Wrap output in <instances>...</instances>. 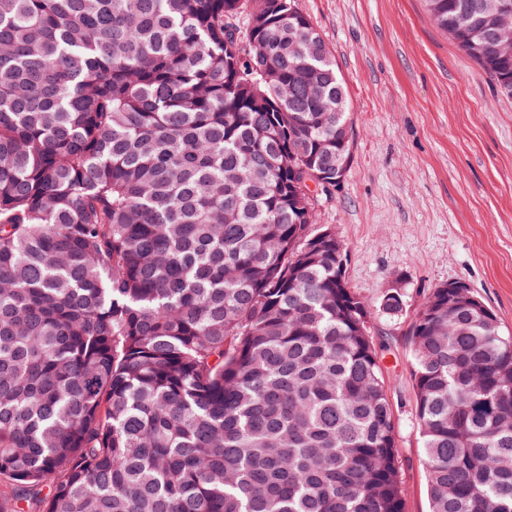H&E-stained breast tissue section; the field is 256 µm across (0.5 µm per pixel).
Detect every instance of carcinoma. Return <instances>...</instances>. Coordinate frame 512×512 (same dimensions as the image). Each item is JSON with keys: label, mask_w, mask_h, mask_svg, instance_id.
Returning a JSON list of instances; mask_svg holds the SVG:
<instances>
[{"label": "carcinoma", "mask_w": 512, "mask_h": 512, "mask_svg": "<svg viewBox=\"0 0 512 512\" xmlns=\"http://www.w3.org/2000/svg\"><path fill=\"white\" fill-rule=\"evenodd\" d=\"M424 2L512 98L472 0ZM353 143L296 0H0V512H404L371 313L299 204ZM492 316L440 285L410 325L430 512H512Z\"/></svg>", "instance_id": "carcinoma-1"}]
</instances>
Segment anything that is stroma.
<instances>
[{"label":"stroma","mask_w":512,"mask_h":512,"mask_svg":"<svg viewBox=\"0 0 512 512\" xmlns=\"http://www.w3.org/2000/svg\"><path fill=\"white\" fill-rule=\"evenodd\" d=\"M351 99V167L317 221L372 313L396 418L405 512H429L407 334L424 297L462 281L512 334V98L430 19L423 0H296ZM405 294L398 315L382 296Z\"/></svg>","instance_id":"1"}]
</instances>
